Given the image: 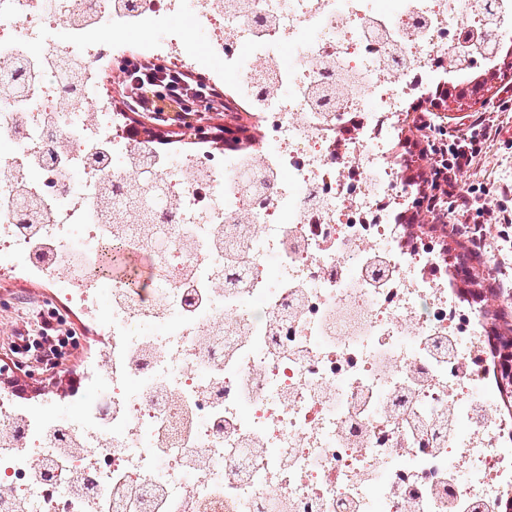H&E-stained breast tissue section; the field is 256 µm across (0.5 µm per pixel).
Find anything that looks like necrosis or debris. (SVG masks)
<instances>
[{"mask_svg": "<svg viewBox=\"0 0 512 512\" xmlns=\"http://www.w3.org/2000/svg\"><path fill=\"white\" fill-rule=\"evenodd\" d=\"M511 30L512 0H0V273L64 269L104 336L71 409L0 394L7 512H493L488 318L398 154ZM107 37L230 82L259 138L133 145ZM110 249L146 287L95 275Z\"/></svg>", "mask_w": 512, "mask_h": 512, "instance_id": "1", "label": "necrosis or debris"}]
</instances>
